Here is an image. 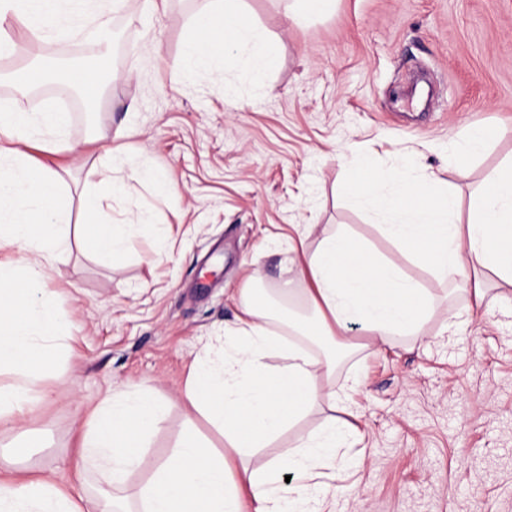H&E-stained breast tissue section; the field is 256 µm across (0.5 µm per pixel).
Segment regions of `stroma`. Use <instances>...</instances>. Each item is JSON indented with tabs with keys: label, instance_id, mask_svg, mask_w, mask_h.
<instances>
[{
	"label": "stroma",
	"instance_id": "stroma-1",
	"mask_svg": "<svg viewBox=\"0 0 512 512\" xmlns=\"http://www.w3.org/2000/svg\"><path fill=\"white\" fill-rule=\"evenodd\" d=\"M202 5L167 0L151 11L120 0L108 72L91 96L35 83L33 103L63 105L77 145L71 155L28 150L64 181L69 246L44 286L75 328L43 383L47 398L0 429V447L32 443L19 470L77 492L78 429L112 390L176 399L195 358L217 357L235 327L247 275L259 273L271 292L289 283L290 307L301 309L307 283L291 259L339 231L399 264L434 296L435 311L420 335L386 343L350 325L355 347L336 359L335 407L296 421L253 465L334 416L363 439L319 479L312 499L327 500L329 512H512V285L486 272L498 298L481 307L462 282L438 285L347 191L352 163L368 153L379 176L432 172L466 207L512 163V0H335L331 13L303 24L291 0H244L246 21L279 49L264 81L234 51L173 81ZM15 33L49 61H76L96 46L87 36L55 41L42 27ZM472 126L493 137L480 155L456 160L448 145ZM108 141L162 169L172 189L114 170L126 186L110 202L113 220L142 223L106 267L81 198L91 168L113 170L99 149ZM188 431L226 447L201 413L174 407L131 483Z\"/></svg>",
	"mask_w": 512,
	"mask_h": 512
}]
</instances>
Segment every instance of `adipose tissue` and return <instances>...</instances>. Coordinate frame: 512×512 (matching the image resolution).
<instances>
[{
    "label": "adipose tissue",
    "instance_id": "1",
    "mask_svg": "<svg viewBox=\"0 0 512 512\" xmlns=\"http://www.w3.org/2000/svg\"><path fill=\"white\" fill-rule=\"evenodd\" d=\"M77 0H0V56H29L24 43L7 35L3 25L44 22L57 40L75 28L107 38L109 13H77ZM237 0H207L190 24L194 37L172 72L173 81L208 68L232 48L246 50L264 77L278 58V47L242 20ZM67 112H14L0 102V244L18 249L17 257L0 260V372L12 380L0 385V429L12 427L20 414L47 396L41 384L54 364L52 341L71 335L73 324L60 312L43 279L69 244L67 204L56 171L33 162L24 150L36 144L48 154L74 152L67 137ZM83 208L94 223V249L105 263L123 254L131 239L130 223L112 222L106 201L121 192L111 175L90 170ZM434 176L395 178L386 191L381 178L352 185L359 202L388 213L384 229L397 245L416 247L437 283L466 273L491 270L512 283V175L497 173L475 195L466 220L458 218L454 191L434 192ZM313 283L308 315L298 334L321 338L324 358L285 343L268 323L276 317L260 290L241 291L242 314L224 333V363L214 369L194 362L180 393V405L204 411L222 433L228 451L208 446L196 434L181 437L156 463L134 496L137 512H309L305 482L320 470L336 466V450L349 443L352 428L328 421L296 447L282 448L272 460L249 466L255 453L320 403L334 404L336 393L322 380L336 370V329L362 324L379 340L420 333L432 314L431 295L407 279L400 267L373 258L369 250L344 234L326 236L318 251L306 257ZM278 354L286 363L270 370ZM170 402L153 395L116 392L98 406L83 426L78 479L95 476L109 493L98 498L72 496L46 477L0 476V512H115L114 501L144 458L147 438L159 427ZM298 482L281 491L283 472Z\"/></svg>",
    "mask_w": 512,
    "mask_h": 512
}]
</instances>
